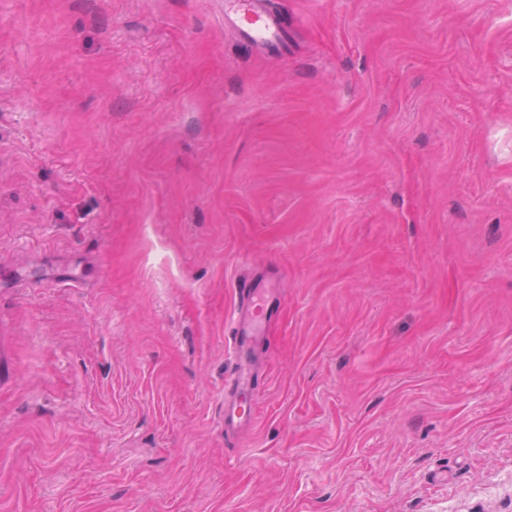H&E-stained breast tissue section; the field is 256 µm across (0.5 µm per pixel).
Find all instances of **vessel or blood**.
Masks as SVG:
<instances>
[{"mask_svg":"<svg viewBox=\"0 0 512 512\" xmlns=\"http://www.w3.org/2000/svg\"><path fill=\"white\" fill-rule=\"evenodd\" d=\"M224 24L239 38L260 49L278 47L287 40L280 15L269 9L266 0H226ZM262 288V282L255 278L240 280L236 288L245 322L234 333L237 363L231 380L224 384V431L228 434L252 427L259 416L257 402L246 399L255 390L250 354L257 331L275 315V302L263 297Z\"/></svg>","mask_w":512,"mask_h":512,"instance_id":"1","label":"vessel or blood"}]
</instances>
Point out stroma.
Masks as SVG:
<instances>
[{
    "instance_id": "obj_1",
    "label": "stroma",
    "mask_w": 512,
    "mask_h": 512,
    "mask_svg": "<svg viewBox=\"0 0 512 512\" xmlns=\"http://www.w3.org/2000/svg\"><path fill=\"white\" fill-rule=\"evenodd\" d=\"M270 6L0 0V512H512V0ZM267 0H227L224 26L257 48L278 47L286 43L287 30L278 13L269 9ZM265 283L257 278L240 280L237 288L238 304L245 322L233 336L237 363L230 381L224 382V434L250 428L259 416L258 401L248 403L246 394L256 390L250 353L256 343V333L275 316L276 302L261 297Z\"/></svg>"
}]
</instances>
